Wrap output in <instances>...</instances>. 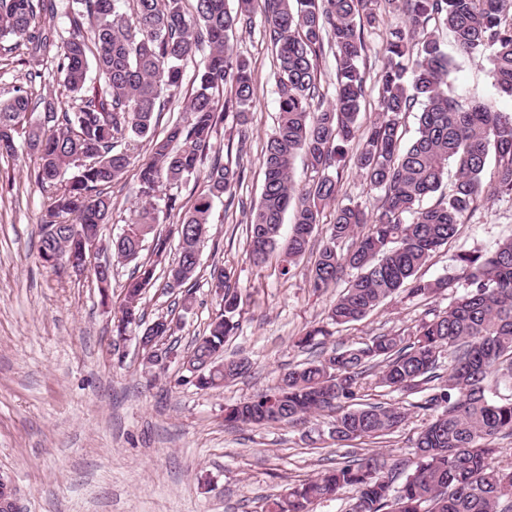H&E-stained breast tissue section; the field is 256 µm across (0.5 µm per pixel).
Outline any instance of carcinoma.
I'll return each instance as SVG.
<instances>
[{
	"instance_id": "cac0c4a2",
	"label": "carcinoma",
	"mask_w": 512,
	"mask_h": 512,
	"mask_svg": "<svg viewBox=\"0 0 512 512\" xmlns=\"http://www.w3.org/2000/svg\"><path fill=\"white\" fill-rule=\"evenodd\" d=\"M119 0H0V43L4 51L25 50L32 61L57 60L68 93L80 100L74 112L46 105V129L34 123L32 98L18 89L0 101V157L17 151L15 136L25 135L39 160L37 177L55 188L40 224L39 256L56 250L82 259L81 232L99 230L112 212L105 188L131 164L118 143L128 137L151 145L140 165L144 198L135 222L114 245L121 261L138 259L145 243L163 258L176 236L179 257L165 272L168 288L192 282L210 224L212 199H234L243 176L240 166L214 158L203 169L217 124L228 118L239 126L237 152L246 146L248 111L257 86L250 62L238 55L231 38L252 23L260 10L274 47L279 110L277 127L262 149L264 182L247 224L249 254L262 264L276 249L288 263L312 251L313 233L324 207L335 205L329 235L315 250L311 282L328 288L345 269L359 274L331 306V325L361 320L388 296L403 289L426 296L449 288L442 278L421 280L418 271L459 232L463 219L492 197L512 196V112L491 103L468 108L448 93L452 60L434 35L448 29L457 50L489 64L494 85L512 97V14L507 0H196L186 14L180 0H134L135 17L120 11ZM65 6L71 32L63 36L40 24L43 15ZM402 26L383 48L376 83L367 88L365 64L370 37L388 18ZM90 25L91 36L83 34ZM336 60L334 92L321 89L317 62ZM196 63V89L183 122L155 134L159 115L180 94L183 68ZM95 72L102 95L83 98ZM231 97L224 98V91ZM379 112L366 126L359 122L368 91ZM419 108L411 144L400 149L405 115ZM357 144V173L371 190L384 195L376 212L337 202L346 145ZM305 155L313 176L298 188L291 178L296 154ZM454 182L443 190L448 164ZM70 178H65L67 172ZM204 174L208 191L190 207L167 197V211L179 220L164 233L152 202L160 187L177 186ZM439 194L436 203L421 202ZM293 224L281 239L286 212ZM357 237L343 252L339 243ZM459 276L470 290L448 310L415 325L408 337L380 334L363 347L334 349L288 369L269 392L224 408V423L249 425L301 423L334 410L329 437L338 444L374 440L396 432L406 412L397 404L355 407L365 373L381 367L384 386L408 394L425 393L419 408L435 413L415 440L417 461L404 472L374 456L339 462L314 478L288 487L266 502L265 512H309L316 501L341 491L354 492L348 512H512V467L491 463L495 440L512 437V394L490 391L494 372L512 378V238L482 254L456 257ZM214 287L224 289L222 312L207 326L190 357L221 364L224 373L205 371L195 387L216 388L247 373L246 358L224 359V343L238 327L240 297L213 271ZM156 280V264L143 263L127 280L125 309L116 336L142 321L137 304ZM448 351V375L437 374Z\"/></svg>"
}]
</instances>
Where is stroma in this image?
Instances as JSON below:
<instances>
[{"instance_id": "stroma-1", "label": "stroma", "mask_w": 512, "mask_h": 512, "mask_svg": "<svg viewBox=\"0 0 512 512\" xmlns=\"http://www.w3.org/2000/svg\"><path fill=\"white\" fill-rule=\"evenodd\" d=\"M438 36L454 63L448 88L463 106L490 102L511 112L512 97L494 86L487 62L460 54L449 30ZM232 42L251 62L257 85L249 139L238 158L243 179L234 202H213L191 307L166 293L160 280L141 300L145 322L162 317L176 326L174 352L158 378L145 375L136 339L120 341L113 332L133 266L114 261L112 241L134 216L138 165L148 158L149 143L129 142L133 163L109 190L112 219L91 258L112 264L105 294L93 271L75 275L43 265L38 228L50 190L37 180V157L21 141L15 156L0 158V473L17 486L19 512H262L267 496L352 456L377 453L398 465L414 459L413 443L427 420L417 407L421 397L381 386L374 373L363 381L366 402L409 406L401 428L380 442L336 445L326 433L327 411L298 424H224L225 406L273 389L289 366L305 361L295 338L325 323L330 304L356 275L346 270L343 281L318 292L310 284L313 256L286 275L279 255L261 266L250 260L247 217L260 196V155L276 127L278 95L261 15ZM34 72L42 78L32 84ZM19 87L33 91L34 120H43L50 99L64 110L77 108L54 63L0 51V100ZM510 236L512 199L492 198L419 272L428 282L453 277L452 288L392 295L362 320L332 328L327 348L409 334L467 290L456 267L459 251L485 252ZM216 267L229 272L241 297L239 329L224 355L247 358L251 369L222 388L200 391L185 383L183 361L221 310L210 283Z\"/></svg>"}]
</instances>
